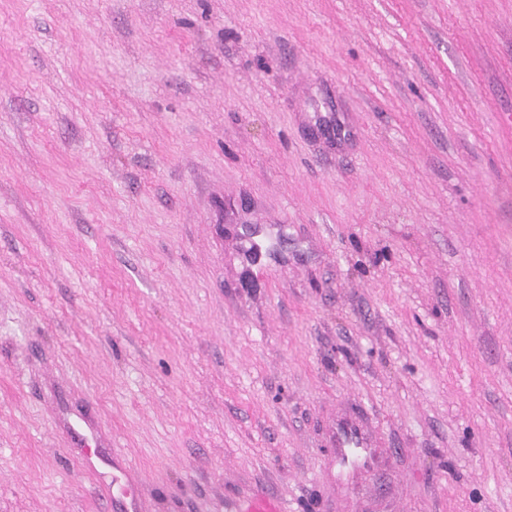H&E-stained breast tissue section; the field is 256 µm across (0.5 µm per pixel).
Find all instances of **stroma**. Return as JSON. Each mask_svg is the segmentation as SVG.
Wrapping results in <instances>:
<instances>
[{"label":"stroma","mask_w":512,"mask_h":512,"mask_svg":"<svg viewBox=\"0 0 512 512\" xmlns=\"http://www.w3.org/2000/svg\"><path fill=\"white\" fill-rule=\"evenodd\" d=\"M508 114L512 0H0V512H512ZM333 443L336 448H367L371 446V440L367 432L352 418L340 417L336 421L333 432ZM352 449V453L357 451ZM231 509L235 512H286L287 510L280 501L269 494L235 502Z\"/></svg>","instance_id":"obj_1"}]
</instances>
